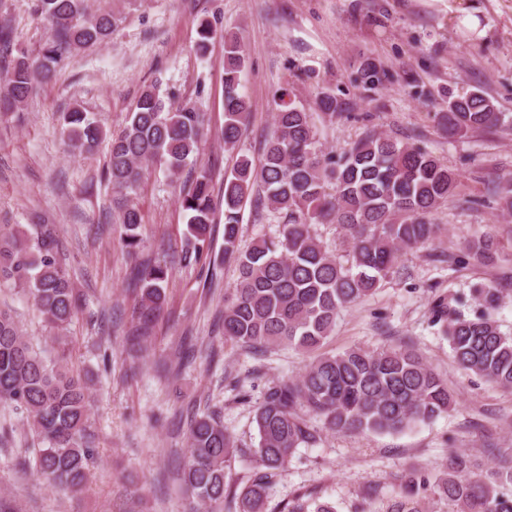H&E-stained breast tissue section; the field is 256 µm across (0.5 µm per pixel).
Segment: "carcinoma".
Wrapping results in <instances>:
<instances>
[{"instance_id":"carcinoma-1","label":"carcinoma","mask_w":512,"mask_h":512,"mask_svg":"<svg viewBox=\"0 0 512 512\" xmlns=\"http://www.w3.org/2000/svg\"><path fill=\"white\" fill-rule=\"evenodd\" d=\"M36 14L47 23V36L31 53L17 44L13 30L0 26V68L7 78L0 90V112H23L40 84L54 81L65 61L105 43L117 27L110 8L91 9L88 0H35ZM224 40L222 82L224 149H236L244 136L249 103L240 90L245 54L237 37L209 20L199 24L196 48L207 51ZM316 109L330 119L345 116V104L321 91ZM448 136L496 131L512 117L500 112L483 92L448 97L437 113ZM61 133L74 157L93 153L108 142L103 179L117 199L115 223L123 226L121 242L129 257L128 287L137 292L134 320L125 332L131 349L150 346L168 308L167 285L173 267L165 261L141 260L139 210L130 198L142 169L156 165L179 177L199 158L207 135L205 114L195 106L147 86L132 104L126 124L107 134L97 120L77 107L62 115ZM459 176L424 149L387 135L368 134L337 153L318 147L313 112L296 102L290 86L278 90L273 129L260 167L243 157L224 178V260L235 263L239 276L224 292V340L262 353L287 345L303 352L323 345L339 312L370 295L395 272L401 255L434 243L441 227L429 216L456 195ZM283 215L278 235L259 238L250 249L237 247L244 202ZM187 215L177 262L199 263L213 233L215 203L211 170L204 167L181 197ZM316 224H333L348 244L341 260L315 234ZM22 233L0 224V283L11 282L32 298L44 322L62 333L77 318L83 300L59 256L57 226L37 223ZM497 249L492 236L463 244L457 263L490 262ZM482 312L473 318L448 320L443 333L460 368L512 390V336L504 335L488 311L499 307V289H474ZM91 377L64 365H48L22 335L9 310L0 307V403L27 414L28 431L40 447L34 468L51 484L79 491L90 473L96 451L88 432ZM456 405L448 384L408 344L371 350L351 347L316 357L295 382L269 387L255 410L259 436L254 461L257 476L237 500V512H264L268 479L282 469L301 446L321 440L320 431L342 434L401 433L430 422ZM303 406L318 417L316 429L297 412ZM189 459L181 481L208 509L222 512L230 497L225 463L236 451L220 419L194 416L188 429ZM512 456L496 468L474 471L469 455L454 453L434 481L410 470L401 496L385 512H426L430 496L448 501V512H512ZM288 512H335L328 502L314 508L301 498Z\"/></svg>"}]
</instances>
